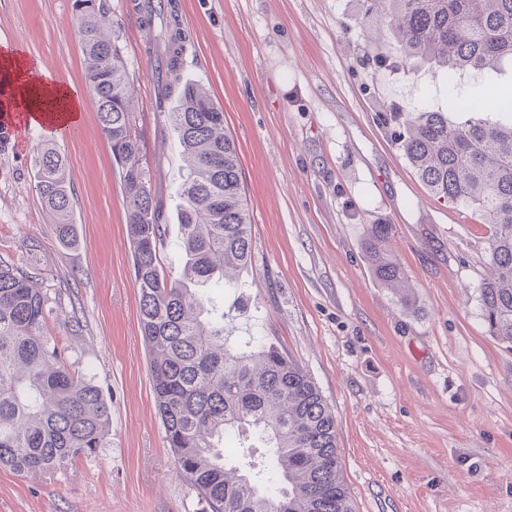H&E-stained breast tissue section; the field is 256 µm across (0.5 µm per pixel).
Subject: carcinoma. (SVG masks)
<instances>
[{
	"label": "carcinoma",
	"mask_w": 512,
	"mask_h": 512,
	"mask_svg": "<svg viewBox=\"0 0 512 512\" xmlns=\"http://www.w3.org/2000/svg\"><path fill=\"white\" fill-rule=\"evenodd\" d=\"M365 21L379 17L408 61L441 71L455 92L448 107L407 103L385 116L400 128L408 162L434 196L475 208L491 225L492 270L479 286L491 336L512 345V122L479 116L484 105L454 83L512 62V0H364ZM85 79L97 119L120 167L139 321L150 355L152 389L175 453L176 473L210 512H354L342 476L336 417L308 374L282 351L255 340L224 346V307L205 287L235 288L229 273L252 257V224L243 200L237 146L224 112L206 88L181 83L186 36L173 0H141L154 63L155 107L181 148L177 277L159 269L166 238L162 199L151 188L132 130L133 78L122 57L108 0H74ZM459 112L457 121L448 113ZM36 188L60 241H74L65 158L46 143L33 159ZM393 225L372 224L362 248L372 274L402 305L407 278L391 249ZM40 245L23 243L26 260L0 256V466L20 474L55 473L106 444L111 409L101 388L69 369L44 335L52 298L43 288ZM248 432L267 448L265 465L226 462L224 439Z\"/></svg>",
	"instance_id": "carcinoma-1"
}]
</instances>
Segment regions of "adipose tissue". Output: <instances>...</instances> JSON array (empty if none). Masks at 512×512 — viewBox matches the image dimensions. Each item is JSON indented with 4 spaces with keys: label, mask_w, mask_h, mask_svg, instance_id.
<instances>
[{
    "label": "adipose tissue",
    "mask_w": 512,
    "mask_h": 512,
    "mask_svg": "<svg viewBox=\"0 0 512 512\" xmlns=\"http://www.w3.org/2000/svg\"><path fill=\"white\" fill-rule=\"evenodd\" d=\"M19 96L28 100L33 120L52 125L76 120L83 110L75 91L52 79L39 60L6 47L0 49V112L9 113Z\"/></svg>",
    "instance_id": "1"
}]
</instances>
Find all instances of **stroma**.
<instances>
[{"label":"stroma","mask_w":512,"mask_h":512,"mask_svg":"<svg viewBox=\"0 0 512 512\" xmlns=\"http://www.w3.org/2000/svg\"><path fill=\"white\" fill-rule=\"evenodd\" d=\"M183 76L203 85L235 141L252 220L238 287L212 289L227 346L253 338L290 355L336 416L356 512H512V346L489 335L478 286L488 225L434 197L382 114L445 106L444 75L374 63L363 0H175ZM135 83L141 163L168 231L157 257L178 275L181 149L154 112V72L135 0H109ZM20 47L79 91L80 137L58 141L77 242L63 246L36 191L42 131L0 124V254L41 245L57 300L45 333L111 407L105 447L55 474L0 468V512H209L177 476L152 390L118 167L85 81L73 0H0V47ZM394 227L411 306L377 283L362 249Z\"/></svg>","instance_id":"1"}]
</instances>
